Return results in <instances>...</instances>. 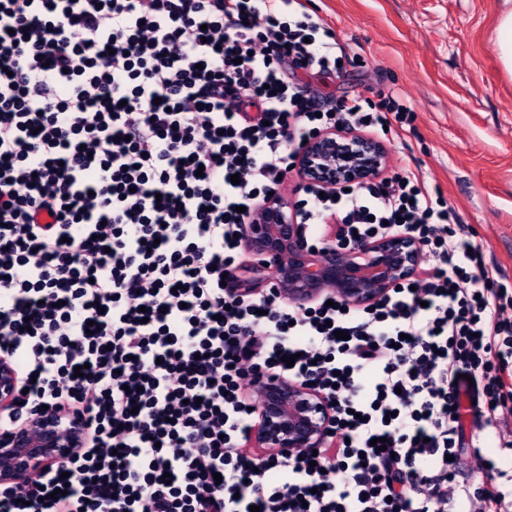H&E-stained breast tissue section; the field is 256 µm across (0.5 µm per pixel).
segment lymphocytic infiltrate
Segmentation results:
<instances>
[{"label": "lymphocytic infiltrate", "instance_id": "lymphocytic-infiltrate-1", "mask_svg": "<svg viewBox=\"0 0 512 512\" xmlns=\"http://www.w3.org/2000/svg\"><path fill=\"white\" fill-rule=\"evenodd\" d=\"M350 61L304 0H0V358L19 386L0 433L46 406L82 433L29 487L0 482V512H501L502 469L475 485L454 457L481 455L465 422L512 407V299L420 176L299 187L313 246L332 223L427 248L373 307L222 284L305 140L405 122L398 93L366 108L303 81ZM271 375L335 403L326 447H249Z\"/></svg>", "mask_w": 512, "mask_h": 512}]
</instances>
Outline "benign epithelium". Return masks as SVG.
I'll use <instances>...</instances> for the list:
<instances>
[{
	"label": "benign epithelium",
	"mask_w": 512,
	"mask_h": 512,
	"mask_svg": "<svg viewBox=\"0 0 512 512\" xmlns=\"http://www.w3.org/2000/svg\"><path fill=\"white\" fill-rule=\"evenodd\" d=\"M382 143L363 135L334 129L311 139L299 157L300 178L334 189L378 176L386 161ZM289 202H269L257 222L245 226L243 245L250 258L249 285L255 292L269 284L289 301L306 305L333 291L348 306L375 304L390 289L420 271L422 244L406 233L386 235L358 245L337 241L338 225H328L323 246L306 242V225L288 216ZM17 388L16 374L0 360V410L7 408ZM261 402L250 443L287 453L296 448H320L335 406L324 395L282 376L259 383ZM76 444L52 409L42 412L38 425L0 434V477L22 481L48 463L63 458Z\"/></svg>",
	"instance_id": "1"
}]
</instances>
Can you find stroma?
<instances>
[{"mask_svg":"<svg viewBox=\"0 0 512 512\" xmlns=\"http://www.w3.org/2000/svg\"><path fill=\"white\" fill-rule=\"evenodd\" d=\"M353 64L310 77L337 98L395 91L414 111L388 162L422 171L512 296V77L493 32L502 0H312Z\"/></svg>","mask_w":512,"mask_h":512,"instance_id":"stroma-1","label":"stroma"}]
</instances>
